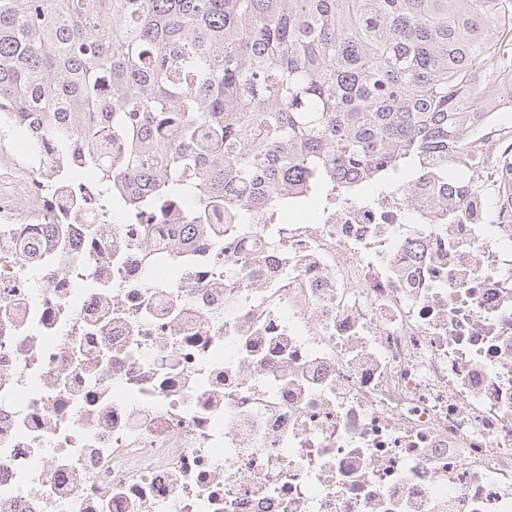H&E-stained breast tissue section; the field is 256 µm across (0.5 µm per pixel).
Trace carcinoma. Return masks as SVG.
Masks as SVG:
<instances>
[{
	"mask_svg": "<svg viewBox=\"0 0 512 512\" xmlns=\"http://www.w3.org/2000/svg\"><path fill=\"white\" fill-rule=\"evenodd\" d=\"M506 69L512 0H0V135L93 165L124 215L278 224L406 165L408 195L465 186Z\"/></svg>",
	"mask_w": 512,
	"mask_h": 512,
	"instance_id": "obj_1",
	"label": "carcinoma"
}]
</instances>
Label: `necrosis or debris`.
Instances as JSON below:
<instances>
[{
	"label": "necrosis or debris",
	"instance_id": "1",
	"mask_svg": "<svg viewBox=\"0 0 512 512\" xmlns=\"http://www.w3.org/2000/svg\"><path fill=\"white\" fill-rule=\"evenodd\" d=\"M317 221L116 220L0 156V512H512V149Z\"/></svg>",
	"mask_w": 512,
	"mask_h": 512
}]
</instances>
